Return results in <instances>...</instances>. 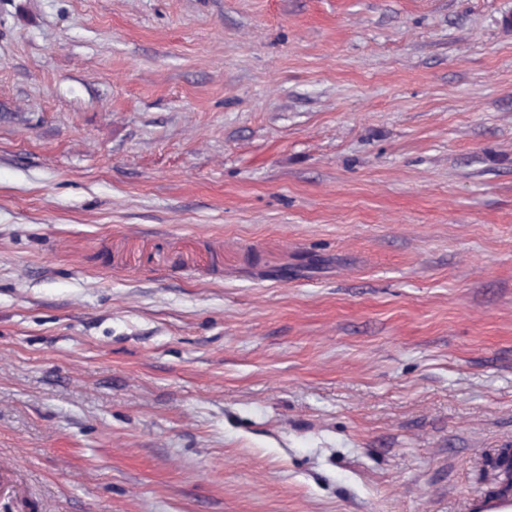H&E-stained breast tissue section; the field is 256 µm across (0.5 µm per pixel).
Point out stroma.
I'll list each match as a JSON object with an SVG mask.
<instances>
[{"label": "stroma", "mask_w": 512, "mask_h": 512, "mask_svg": "<svg viewBox=\"0 0 512 512\" xmlns=\"http://www.w3.org/2000/svg\"><path fill=\"white\" fill-rule=\"evenodd\" d=\"M512 448V0H0V512H465Z\"/></svg>", "instance_id": "35a3bbf8"}]
</instances>
